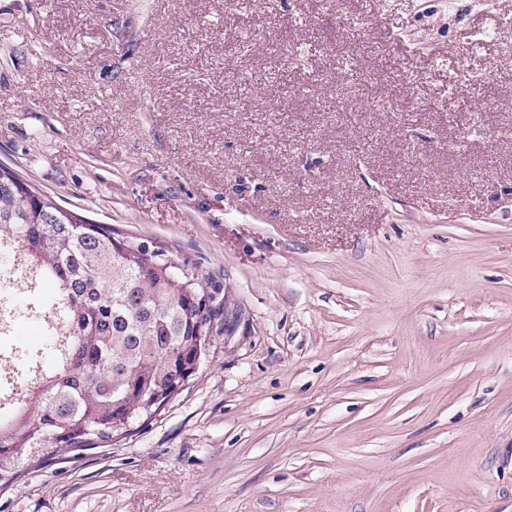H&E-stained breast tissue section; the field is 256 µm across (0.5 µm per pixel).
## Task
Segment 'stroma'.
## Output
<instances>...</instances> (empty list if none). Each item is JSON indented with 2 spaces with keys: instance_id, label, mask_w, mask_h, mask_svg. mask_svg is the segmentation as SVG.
Masks as SVG:
<instances>
[{
  "instance_id": "stroma-1",
  "label": "stroma",
  "mask_w": 512,
  "mask_h": 512,
  "mask_svg": "<svg viewBox=\"0 0 512 512\" xmlns=\"http://www.w3.org/2000/svg\"><path fill=\"white\" fill-rule=\"evenodd\" d=\"M0 163L229 314L0 512H512V0H0Z\"/></svg>"
}]
</instances>
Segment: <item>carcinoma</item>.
<instances>
[{
  "label": "carcinoma",
  "mask_w": 512,
  "mask_h": 512,
  "mask_svg": "<svg viewBox=\"0 0 512 512\" xmlns=\"http://www.w3.org/2000/svg\"><path fill=\"white\" fill-rule=\"evenodd\" d=\"M0 165V242L56 288V364L34 375L35 405L0 416V489L35 448L83 450L166 406L203 349L206 277L158 247L142 249L63 208Z\"/></svg>",
  "instance_id": "obj_1"
}]
</instances>
